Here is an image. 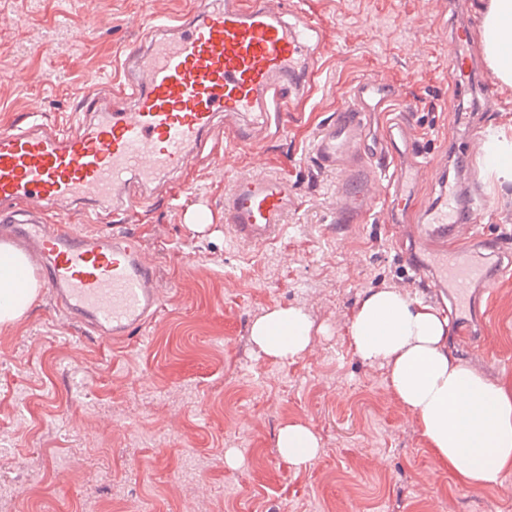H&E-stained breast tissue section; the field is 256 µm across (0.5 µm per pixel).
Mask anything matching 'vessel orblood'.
Returning <instances> with one entry per match:
<instances>
[{
    "label": "vessel or blood",
    "mask_w": 512,
    "mask_h": 512,
    "mask_svg": "<svg viewBox=\"0 0 512 512\" xmlns=\"http://www.w3.org/2000/svg\"><path fill=\"white\" fill-rule=\"evenodd\" d=\"M287 15L284 0H197L189 17L145 28L127 52L118 92L130 111H102L49 133L32 121L0 130V244L24 255L26 272L39 277L60 316L101 336L129 338L161 310L154 264L115 226L152 206V185L185 169L224 114L278 113L288 92L314 85L317 27ZM384 89L375 79L357 84L350 106L314 138L316 165L337 172L343 187L337 223H369L380 192L391 199L389 219L409 212L429 165ZM371 112L387 116L388 147L363 144ZM438 186V199L420 217L411 270L447 298L453 320L466 321L456 339L473 350L484 331L473 291L489 293L494 279L448 246L481 242L487 205L447 178ZM70 204L103 207L107 230L90 233L71 222ZM295 205L286 180L246 176L225 193L224 217L239 244H267L282 235Z\"/></svg>",
    "instance_id": "obj_1"
}]
</instances>
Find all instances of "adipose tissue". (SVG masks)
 <instances>
[{"mask_svg":"<svg viewBox=\"0 0 512 512\" xmlns=\"http://www.w3.org/2000/svg\"><path fill=\"white\" fill-rule=\"evenodd\" d=\"M479 40L489 70L512 86V0H487ZM24 265L22 254L0 251V327L15 323L39 295ZM310 331L306 313L289 306L257 317L250 336L262 353L285 361L306 352ZM349 336L362 360L387 366L392 391L450 474L484 487L512 470V383L490 379L449 352L442 311L392 288H372L353 313ZM276 446L281 459L301 469L316 457L320 438L309 426L289 423Z\"/></svg>","mask_w":512,"mask_h":512,"instance_id":"obj_1","label":"adipose tissue"}]
</instances>
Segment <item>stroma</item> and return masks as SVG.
<instances>
[{
	"instance_id": "1",
	"label": "stroma",
	"mask_w": 512,
	"mask_h": 512,
	"mask_svg": "<svg viewBox=\"0 0 512 512\" xmlns=\"http://www.w3.org/2000/svg\"><path fill=\"white\" fill-rule=\"evenodd\" d=\"M194 0H0V130L26 113L49 127L79 118L81 92L107 93L143 23ZM481 0H300L319 26L323 69L309 97L250 146L203 143L184 175L157 187L129 226L168 301L137 341H104L54 313L46 295L0 327V512H512V472L493 486L448 476L397 399L382 364L348 336L371 288L424 300L383 223L336 221L339 175L312 142L364 79L388 83L449 180L473 174L489 201L482 237L512 254V182L488 155L465 158L476 121L512 122V87L467 114L448 73L454 28L479 29ZM277 174L297 206L277 242L241 246L224 219L240 177ZM209 223L192 224L193 212ZM303 308L310 347L292 360L250 338L259 315ZM487 333L469 366L512 380V269L483 297ZM289 422L314 428L317 457L277 453Z\"/></svg>"
}]
</instances>
